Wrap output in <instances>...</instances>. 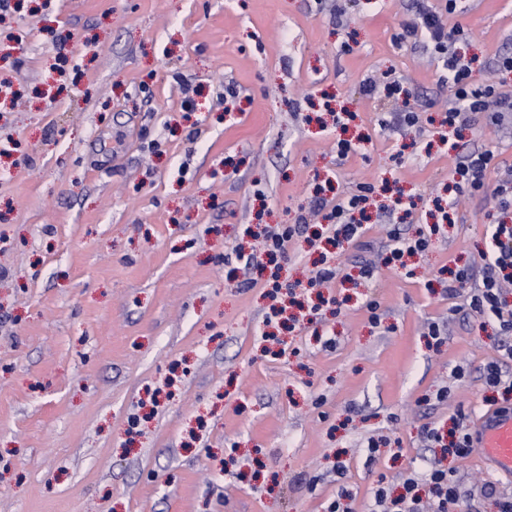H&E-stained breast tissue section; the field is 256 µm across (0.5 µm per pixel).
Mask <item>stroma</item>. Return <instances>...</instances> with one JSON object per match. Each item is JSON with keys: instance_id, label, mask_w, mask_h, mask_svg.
Masks as SVG:
<instances>
[{"instance_id": "1", "label": "stroma", "mask_w": 512, "mask_h": 512, "mask_svg": "<svg viewBox=\"0 0 512 512\" xmlns=\"http://www.w3.org/2000/svg\"><path fill=\"white\" fill-rule=\"evenodd\" d=\"M437 13L445 0H424ZM448 24L473 76L512 95V0H460ZM415 0H10L0 16V512H324L338 490L369 512L431 459L456 471L481 512L480 449L443 454L424 427L487 409L494 322L459 312L449 267L485 270L491 195L459 194L454 223L406 268L364 279L365 244L294 237L244 286L237 251L263 224L306 215L323 178L340 196L388 180L413 197L405 238L427 231L456 164L496 154L512 126L476 112L448 149L454 90L422 44L401 39ZM390 74L419 120L362 83ZM356 113L357 154L339 160L324 102ZM408 160L396 165L393 156ZM330 254L340 273L313 321L267 323L314 296ZM377 302L371 321L368 302ZM438 325L440 339L428 334ZM447 389V400L436 398ZM375 457H368L369 445ZM347 471L337 478L334 465Z\"/></svg>"}]
</instances>
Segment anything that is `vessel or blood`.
Wrapping results in <instances>:
<instances>
[{
	"instance_id": "obj_1",
	"label": "vessel or blood",
	"mask_w": 512,
	"mask_h": 512,
	"mask_svg": "<svg viewBox=\"0 0 512 512\" xmlns=\"http://www.w3.org/2000/svg\"><path fill=\"white\" fill-rule=\"evenodd\" d=\"M474 437L485 463L512 482V410H492L479 417Z\"/></svg>"
}]
</instances>
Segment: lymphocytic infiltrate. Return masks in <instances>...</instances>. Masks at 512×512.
Returning a JSON list of instances; mask_svg holds the SVG:
<instances>
[{"label":"lymphocytic infiltrate","mask_w":512,"mask_h":512,"mask_svg":"<svg viewBox=\"0 0 512 512\" xmlns=\"http://www.w3.org/2000/svg\"><path fill=\"white\" fill-rule=\"evenodd\" d=\"M407 36L415 38L431 47L438 64L447 73L454 87L455 101L446 112L443 122L453 130L466 126L468 116L473 112L491 111L495 125H502L512 119V95L502 93L495 85L476 82L473 68L459 51L460 44L466 43L470 30L460 24L445 27L438 15L426 7H418L412 22L403 28ZM494 158L490 149L471 153L459 162L454 169L452 181L454 189L481 193L485 190L486 172ZM376 191L375 184H360L357 190L339 199L326 214V232L332 233L336 242H356L364 235L366 228L361 219L366 205ZM492 197L502 219L489 225L488 246L483 254L486 263V276L481 285L469 286L466 269L453 271L448 285L449 295H456L460 288H468L466 306L478 318L495 319L506 341L498 347V361L487 366L486 383L491 387H505L512 392V372L505 368L512 361V302L508 301L504 285L512 283V224L506 223L507 215L512 214V177L500 180ZM430 486L429 497L418 492L420 483ZM405 492L392 496L385 486H377L373 492L371 512H451L463 499L461 485L454 471L431 464L422 478L409 477L404 481Z\"/></svg>","instance_id":"f902f5d3"}]
</instances>
